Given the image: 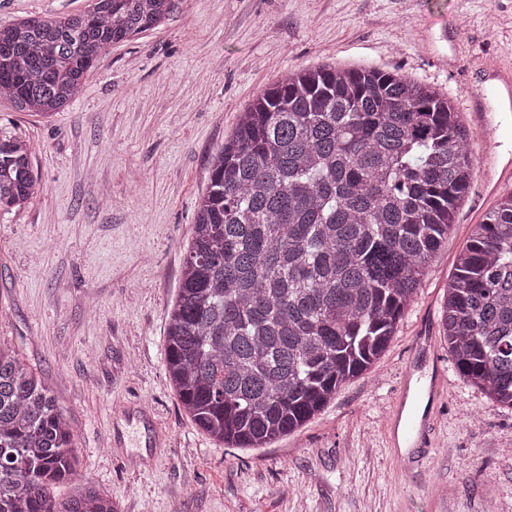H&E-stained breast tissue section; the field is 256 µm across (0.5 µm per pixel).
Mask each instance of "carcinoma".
Here are the masks:
<instances>
[{"mask_svg": "<svg viewBox=\"0 0 512 512\" xmlns=\"http://www.w3.org/2000/svg\"><path fill=\"white\" fill-rule=\"evenodd\" d=\"M174 0H95L0 26V98L51 115L100 52L160 25ZM452 101L397 71L289 70L211 157L165 366L195 425L263 448L321 413L382 356L478 174ZM33 147L0 130V211L37 192ZM440 324L459 377L512 409V192L473 225ZM74 435L47 384L0 349V512H116L55 487Z\"/></svg>", "mask_w": 512, "mask_h": 512, "instance_id": "carcinoma-1", "label": "carcinoma"}]
</instances>
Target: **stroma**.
<instances>
[{
	"instance_id": "obj_1",
	"label": "stroma",
	"mask_w": 512,
	"mask_h": 512,
	"mask_svg": "<svg viewBox=\"0 0 512 512\" xmlns=\"http://www.w3.org/2000/svg\"><path fill=\"white\" fill-rule=\"evenodd\" d=\"M91 0H0V25ZM512 60V0H175L166 24L108 49L65 111L0 100L31 141L38 192L0 216V345L51 387L76 484L118 512H512V410L453 369L440 306L474 224L472 186L386 352L300 430L227 448L185 413L165 368L167 312L210 158L253 98L297 67L399 70L469 114L484 66ZM431 338L444 396L431 447H388L386 419Z\"/></svg>"
}]
</instances>
